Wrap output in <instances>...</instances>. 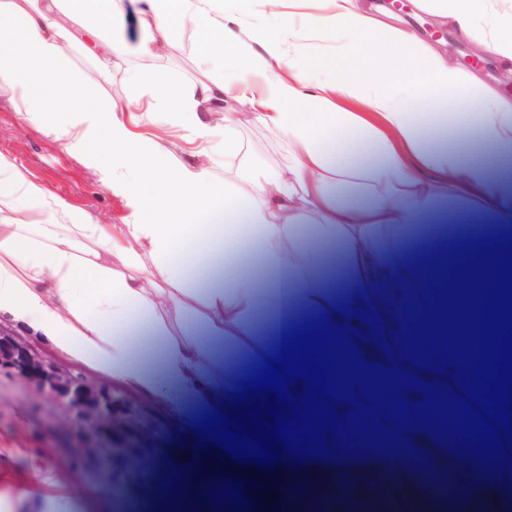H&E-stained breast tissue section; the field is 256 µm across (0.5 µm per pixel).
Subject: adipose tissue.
Wrapping results in <instances>:
<instances>
[{
	"mask_svg": "<svg viewBox=\"0 0 512 512\" xmlns=\"http://www.w3.org/2000/svg\"><path fill=\"white\" fill-rule=\"evenodd\" d=\"M320 13L287 18L286 0H266L270 20L243 30L251 0H0V84L23 88L25 101L60 135L70 133L64 105L97 115L95 155L112 157L114 182L137 202L131 224H101L48 196L12 160L0 155V313L26 326L69 360L156 403L180 430L220 408L250 374L264 339L251 314L261 288L292 279L278 306L279 332L319 315L360 334L358 361L403 370L428 390L396 387L409 420L378 416L348 424L398 444L402 458L377 454L364 462L280 466L284 485L314 484L328 501L387 498L437 512L425 479L411 462L464 489L465 512H504L512 505V466L482 470L445 448L428 423V400L466 392L470 368L433 355L407 359L400 335L410 322L404 305L422 297L427 266L402 235L410 203L442 193L459 203L477 199L492 227L512 226V185L493 182L492 167L512 165V97L462 74L444 47L423 40L381 0H323ZM463 39L480 41L512 73V8L497 0H417ZM134 11L150 37L146 56L171 44L176 28L191 29L206 58L222 56L261 81L210 78L179 90L161 75L141 76L154 103L190 129L209 156L221 136L224 181L207 167L176 165L139 130L152 109L102 101L65 61V47L83 31L122 24ZM247 104L248 123L281 135L288 165L260 167L243 157L230 102ZM467 105L474 121H449V107ZM223 110L224 127L209 114ZM39 210L48 223L21 220ZM342 244L354 277L336 298L323 288L316 251ZM378 313L379 327L365 317ZM233 346L225 363L206 339ZM34 479L0 491V512H96V497L77 490L45 493Z\"/></svg>",
	"mask_w": 512,
	"mask_h": 512,
	"instance_id": "ef3b65f1",
	"label": "adipose tissue"
}]
</instances>
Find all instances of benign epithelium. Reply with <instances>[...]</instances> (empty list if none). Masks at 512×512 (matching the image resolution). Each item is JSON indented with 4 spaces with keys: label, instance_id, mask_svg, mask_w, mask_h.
Instances as JSON below:
<instances>
[{
    "label": "benign epithelium",
    "instance_id": "obj_1",
    "mask_svg": "<svg viewBox=\"0 0 512 512\" xmlns=\"http://www.w3.org/2000/svg\"><path fill=\"white\" fill-rule=\"evenodd\" d=\"M0 368H10L33 381L42 398L65 410L60 433L72 459L85 469L112 456L113 428L131 423L125 396L81 376L60 372L36 357L26 346L0 336Z\"/></svg>",
    "mask_w": 512,
    "mask_h": 512
}]
</instances>
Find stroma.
I'll return each mask as SVG.
<instances>
[{"label":"stroma","instance_id":"35a3bbf8","mask_svg":"<svg viewBox=\"0 0 512 512\" xmlns=\"http://www.w3.org/2000/svg\"><path fill=\"white\" fill-rule=\"evenodd\" d=\"M397 15L405 17L411 28L433 43L445 44L452 55L453 64L464 72L478 73L489 85L503 92L512 91V80L506 79L494 57L480 52L476 43L456 37L451 26L437 24L427 12L415 8L412 0H401ZM113 39L123 41L125 54L115 59L112 78L100 83L92 57L80 44L66 50L68 68L89 84H101L102 95L108 100L136 103L143 95L136 76L149 66L164 70L173 86L185 88L210 75L225 74L224 62L199 63L197 37L189 31L177 33L173 46L164 48L159 58H143L138 47L147 32L135 17L112 30ZM243 138L249 144L253 160L262 166H285L288 146L285 141L264 129L240 122ZM151 130L155 143L172 152L176 160L192 164V143L188 132L165 110L154 113ZM0 154L9 157L23 168L29 178L40 184L52 197L78 208L103 224H127L136 217L137 203L122 186L113 184L110 166L93 160L74 147L72 139L59 136L45 126L39 115L27 110L25 98L19 88L0 85ZM482 210L479 203L458 206L452 196H439L417 204L410 209V223L425 224L433 239H442L441 226L452 221L456 226L480 223ZM0 333L25 344L39 358L51 362L61 371L87 376L88 380L106 385L107 380L73 363L33 334L0 317ZM127 400L136 412V430L116 434L114 442L122 455L154 456L160 449L175 447L177 439L170 423L152 402L135 393H127ZM65 415L60 407L46 402L34 384L25 376L0 369V437L16 435V452L8 461V477L22 479L29 474V454L42 457L53 481L52 490L63 493L69 486L88 489L83 471L71 459L58 451V426Z\"/></svg>","mask_w":512,"mask_h":512}]
</instances>
